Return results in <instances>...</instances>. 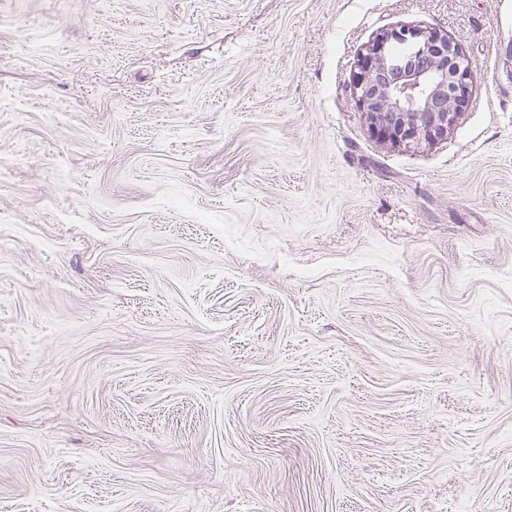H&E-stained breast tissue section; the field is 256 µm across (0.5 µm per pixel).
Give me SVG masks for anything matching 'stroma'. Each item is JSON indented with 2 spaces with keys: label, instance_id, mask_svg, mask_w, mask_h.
I'll use <instances>...</instances> for the list:
<instances>
[{
  "label": "stroma",
  "instance_id": "35a3bbf8",
  "mask_svg": "<svg viewBox=\"0 0 512 512\" xmlns=\"http://www.w3.org/2000/svg\"><path fill=\"white\" fill-rule=\"evenodd\" d=\"M401 25L471 61L447 139L352 93ZM462 507L512 512V0H0V512Z\"/></svg>",
  "mask_w": 512,
  "mask_h": 512
}]
</instances>
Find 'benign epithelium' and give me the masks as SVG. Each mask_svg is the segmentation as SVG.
I'll list each match as a JSON object with an SVG mask.
<instances>
[{
  "label": "benign epithelium",
  "mask_w": 512,
  "mask_h": 512,
  "mask_svg": "<svg viewBox=\"0 0 512 512\" xmlns=\"http://www.w3.org/2000/svg\"><path fill=\"white\" fill-rule=\"evenodd\" d=\"M353 94L373 128L395 144L448 137L471 93V62L445 32L400 26L363 50Z\"/></svg>",
  "instance_id": "obj_1"
}]
</instances>
